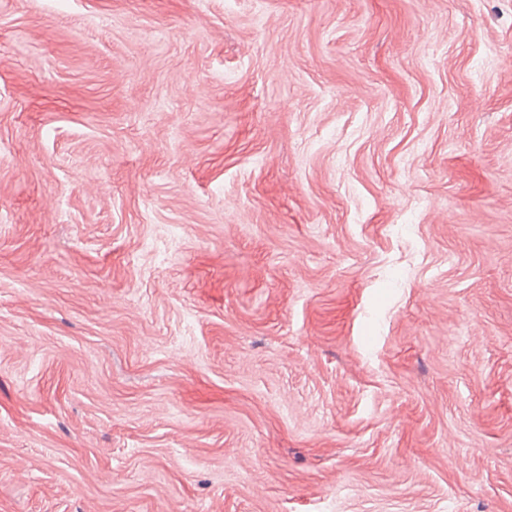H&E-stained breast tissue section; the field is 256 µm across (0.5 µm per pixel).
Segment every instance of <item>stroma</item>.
I'll return each mask as SVG.
<instances>
[{"label": "stroma", "instance_id": "obj_1", "mask_svg": "<svg viewBox=\"0 0 512 512\" xmlns=\"http://www.w3.org/2000/svg\"><path fill=\"white\" fill-rule=\"evenodd\" d=\"M0 512H512V0H0Z\"/></svg>", "mask_w": 512, "mask_h": 512}]
</instances>
